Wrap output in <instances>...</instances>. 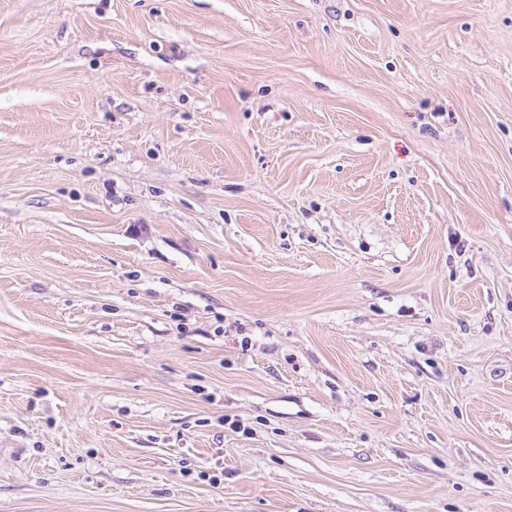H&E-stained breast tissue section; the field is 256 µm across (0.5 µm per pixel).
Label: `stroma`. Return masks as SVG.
<instances>
[{
  "instance_id": "stroma-1",
  "label": "stroma",
  "mask_w": 512,
  "mask_h": 512,
  "mask_svg": "<svg viewBox=\"0 0 512 512\" xmlns=\"http://www.w3.org/2000/svg\"><path fill=\"white\" fill-rule=\"evenodd\" d=\"M0 512H512V0H0Z\"/></svg>"
}]
</instances>
